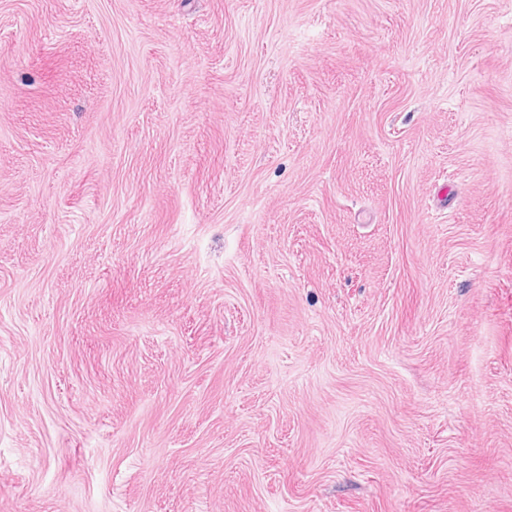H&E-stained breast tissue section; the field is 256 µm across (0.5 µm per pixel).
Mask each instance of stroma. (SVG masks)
<instances>
[{
	"instance_id": "35a3bbf8",
	"label": "stroma",
	"mask_w": 512,
	"mask_h": 512,
	"mask_svg": "<svg viewBox=\"0 0 512 512\" xmlns=\"http://www.w3.org/2000/svg\"><path fill=\"white\" fill-rule=\"evenodd\" d=\"M0 512H512V0H0Z\"/></svg>"
}]
</instances>
